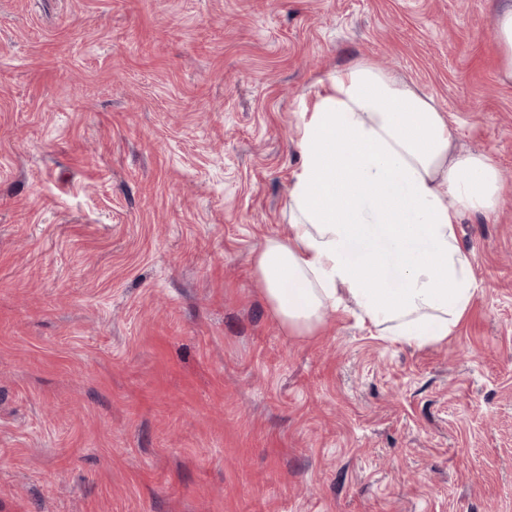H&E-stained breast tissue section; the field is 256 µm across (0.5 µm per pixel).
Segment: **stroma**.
<instances>
[{"label": "stroma", "mask_w": 512, "mask_h": 512, "mask_svg": "<svg viewBox=\"0 0 512 512\" xmlns=\"http://www.w3.org/2000/svg\"><path fill=\"white\" fill-rule=\"evenodd\" d=\"M497 0H0V512H512V194L417 349L286 332L297 127L368 60L512 186Z\"/></svg>", "instance_id": "35a3bbf8"}]
</instances>
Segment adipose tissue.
Here are the masks:
<instances>
[{"label":"adipose tissue","mask_w":512,"mask_h":512,"mask_svg":"<svg viewBox=\"0 0 512 512\" xmlns=\"http://www.w3.org/2000/svg\"><path fill=\"white\" fill-rule=\"evenodd\" d=\"M298 130L291 233L254 257L277 321L308 336L347 302L381 335L445 341L477 292L460 219L511 190L494 158L459 151L430 97L366 60L329 78Z\"/></svg>","instance_id":"ef3b65f1"}]
</instances>
